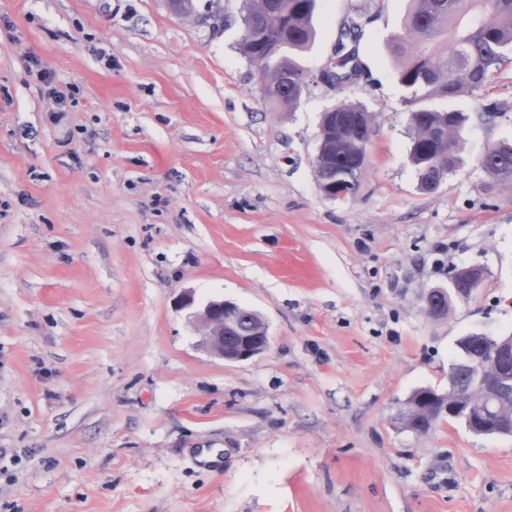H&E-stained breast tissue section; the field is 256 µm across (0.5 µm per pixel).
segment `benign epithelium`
<instances>
[{"mask_svg": "<svg viewBox=\"0 0 512 512\" xmlns=\"http://www.w3.org/2000/svg\"><path fill=\"white\" fill-rule=\"evenodd\" d=\"M178 306L190 310L193 324L200 336L199 345L210 356L229 361H247L264 353L270 346V336L265 322L254 310L230 301L211 299L199 306L194 292L184 290ZM492 344V357L484 361L490 371L484 384L483 400H491L497 406L490 417L477 416V405L450 397L445 413L453 418L468 415L470 431L475 435L498 432L502 427L512 431V336H487L472 334Z\"/></svg>", "mask_w": 512, "mask_h": 512, "instance_id": "obj_1", "label": "benign epithelium"}]
</instances>
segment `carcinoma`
<instances>
[{
  "label": "carcinoma",
  "mask_w": 512,
  "mask_h": 512,
  "mask_svg": "<svg viewBox=\"0 0 512 512\" xmlns=\"http://www.w3.org/2000/svg\"><path fill=\"white\" fill-rule=\"evenodd\" d=\"M317 0H263L251 19H242L240 51L254 67L261 85L275 86L266 103L292 112L308 89L309 73L300 62L314 43ZM361 27L343 23L335 49V76L350 78L352 60L344 56L346 41H358ZM389 43L398 61L400 83L411 90L405 98L410 112L409 156L420 187L435 191L459 163V112L438 111L434 99L474 95L490 84L501 67L512 63V0H409L401 30ZM336 121L321 126L322 161L316 163L318 182L339 184L354 162L363 157L373 131V115L362 104L340 102L331 108ZM478 164L491 186H512V141H499L483 152ZM448 388L461 398L483 392L484 377L464 359L448 368ZM448 394L434 393L424 404L419 392L405 402L402 425L425 436L435 428Z\"/></svg>",
  "instance_id": "obj_1"
}]
</instances>
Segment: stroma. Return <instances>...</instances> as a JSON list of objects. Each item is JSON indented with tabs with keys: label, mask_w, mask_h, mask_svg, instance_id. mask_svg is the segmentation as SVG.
Here are the masks:
<instances>
[{
	"label": "stroma",
	"mask_w": 512,
	"mask_h": 512,
	"mask_svg": "<svg viewBox=\"0 0 512 512\" xmlns=\"http://www.w3.org/2000/svg\"><path fill=\"white\" fill-rule=\"evenodd\" d=\"M0 0V512H512V436L398 411L448 389L462 336L512 334V66L422 191L388 47L408 0H318V74L346 17L362 76L271 111L238 49L241 0ZM47 69L72 96L52 109ZM374 115L345 200L313 169L323 112ZM478 267L434 318L423 295ZM255 310L269 348L211 357L177 299ZM478 164L489 176L491 187H511L512 141H499L488 146Z\"/></svg>",
	"instance_id": "35a3bbf8"
}]
</instances>
